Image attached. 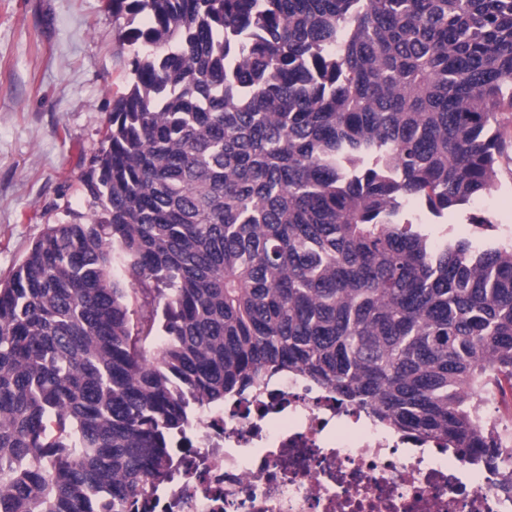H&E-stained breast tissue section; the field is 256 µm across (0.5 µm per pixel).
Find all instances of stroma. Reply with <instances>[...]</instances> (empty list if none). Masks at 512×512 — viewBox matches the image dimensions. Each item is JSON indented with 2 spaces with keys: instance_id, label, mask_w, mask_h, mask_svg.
<instances>
[{
  "instance_id": "35a3bbf8",
  "label": "stroma",
  "mask_w": 512,
  "mask_h": 512,
  "mask_svg": "<svg viewBox=\"0 0 512 512\" xmlns=\"http://www.w3.org/2000/svg\"><path fill=\"white\" fill-rule=\"evenodd\" d=\"M109 0H0V280L47 225L86 222L82 175L129 80ZM428 217L431 238L512 241V180ZM488 225H480V218Z\"/></svg>"
}]
</instances>
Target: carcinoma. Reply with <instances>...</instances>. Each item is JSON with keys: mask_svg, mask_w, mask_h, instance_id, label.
<instances>
[{"mask_svg": "<svg viewBox=\"0 0 512 512\" xmlns=\"http://www.w3.org/2000/svg\"><path fill=\"white\" fill-rule=\"evenodd\" d=\"M130 84L0 282V512H136L201 407L299 372L512 486V242L430 239L512 158V0H112ZM120 267L146 314L133 318ZM476 405L493 409V416L499 427L498 444L501 456L512 466V397L503 394L498 388L480 389L472 393Z\"/></svg>", "mask_w": 512, "mask_h": 512, "instance_id": "carcinoma-1", "label": "carcinoma"}]
</instances>
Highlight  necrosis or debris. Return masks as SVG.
I'll return each instance as SVG.
<instances>
[{"label":"necrosis or debris","instance_id":"obj_1","mask_svg":"<svg viewBox=\"0 0 512 512\" xmlns=\"http://www.w3.org/2000/svg\"><path fill=\"white\" fill-rule=\"evenodd\" d=\"M472 398L494 410L512 465V397L495 388ZM192 443L138 512H512L496 473L383 426L298 373L202 409Z\"/></svg>","mask_w":512,"mask_h":512}]
</instances>
